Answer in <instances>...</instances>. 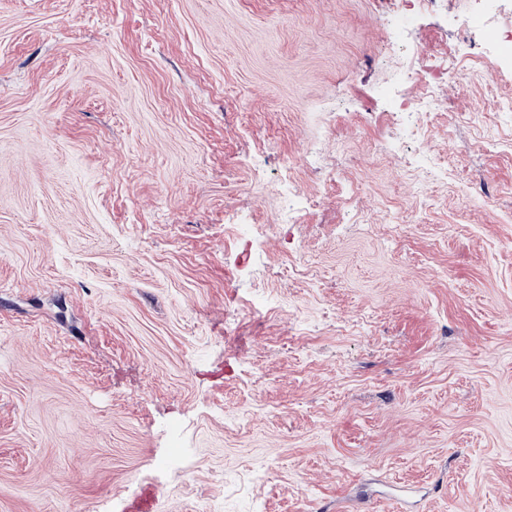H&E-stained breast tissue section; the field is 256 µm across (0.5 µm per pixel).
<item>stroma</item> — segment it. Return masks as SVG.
<instances>
[{"instance_id":"obj_1","label":"stroma","mask_w":512,"mask_h":512,"mask_svg":"<svg viewBox=\"0 0 512 512\" xmlns=\"http://www.w3.org/2000/svg\"><path fill=\"white\" fill-rule=\"evenodd\" d=\"M467 9L0 0V512H512V54Z\"/></svg>"}]
</instances>
